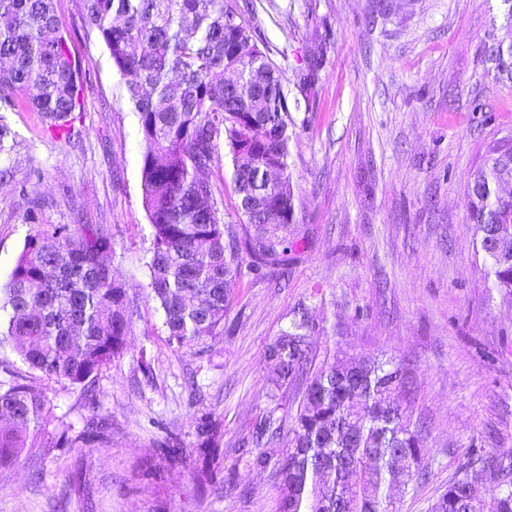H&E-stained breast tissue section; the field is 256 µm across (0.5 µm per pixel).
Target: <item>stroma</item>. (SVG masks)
<instances>
[{
  "label": "stroma",
  "instance_id": "obj_1",
  "mask_svg": "<svg viewBox=\"0 0 512 512\" xmlns=\"http://www.w3.org/2000/svg\"><path fill=\"white\" fill-rule=\"evenodd\" d=\"M386 9H379V2ZM287 79L290 97L318 64L310 111L293 113L288 164L299 251L284 269L244 274L224 333L173 350L148 295L152 228L142 201L138 122L77 0H56L61 31L87 75L78 143L52 138L38 113L10 112L19 143L0 183V288L26 239L83 217L108 229L132 331L97 376V404L49 383L0 345L12 375L47 395L43 437L107 420L97 448L54 449L0 470V512H277L273 469L248 465L266 406L268 346L308 313L316 358L341 351L406 362L423 422L426 482L391 490L394 512H430L466 448L512 454V300L474 259L467 181L486 145L512 130V0H233ZM27 195H20V186ZM43 201L29 221L30 197ZM220 436L215 483L196 421ZM178 438L174 456L160 453Z\"/></svg>",
  "mask_w": 512,
  "mask_h": 512
}]
</instances>
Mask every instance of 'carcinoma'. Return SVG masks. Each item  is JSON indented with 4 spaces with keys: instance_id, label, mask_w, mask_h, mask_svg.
I'll use <instances>...</instances> for the list:
<instances>
[{
    "instance_id": "cac0c4a2",
    "label": "carcinoma",
    "mask_w": 512,
    "mask_h": 512,
    "mask_svg": "<svg viewBox=\"0 0 512 512\" xmlns=\"http://www.w3.org/2000/svg\"><path fill=\"white\" fill-rule=\"evenodd\" d=\"M86 36L107 49L138 117L143 202L152 226L148 295L165 314L178 348L224 334L231 290L248 269L287 266L295 250L294 194L288 165L290 112L310 107L314 69L288 103L284 75L255 41L253 27L226 0H80ZM0 157L15 148L4 113L32 111L54 138L71 141L83 109L85 76L62 35L54 0H0ZM234 161L243 224H224V191L209 177L220 144ZM512 168L489 164L468 182L475 257L501 296L512 297V263L491 253L492 231L512 230V201L497 205ZM100 224H64L25 241L3 288L9 342L46 379L80 386L96 404L98 372L126 349L132 315L127 289L106 263ZM306 317L268 347L274 375L255 444L274 440L291 418L293 446L279 460L278 512H392L385 488L427 479L424 427L396 401L410 394L405 366L369 355L309 353ZM304 385L294 414L279 416L280 391ZM46 396L14 380L0 387V466L49 448ZM102 425L71 445L106 439ZM431 512H512V468L470 449Z\"/></svg>"
}]
</instances>
